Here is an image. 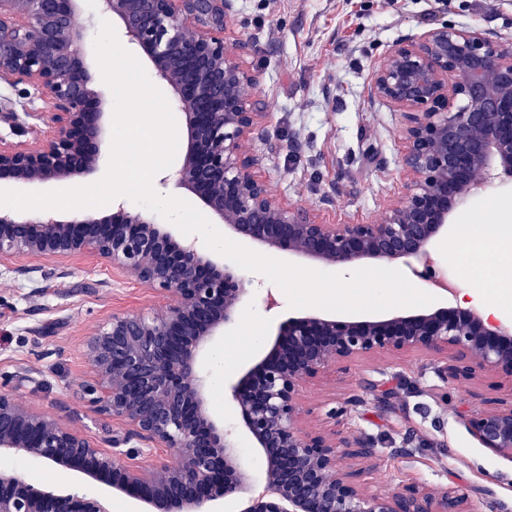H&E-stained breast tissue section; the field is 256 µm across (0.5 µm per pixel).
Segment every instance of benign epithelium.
<instances>
[{
    "label": "benign epithelium",
    "instance_id": "7a95c632",
    "mask_svg": "<svg viewBox=\"0 0 512 512\" xmlns=\"http://www.w3.org/2000/svg\"><path fill=\"white\" fill-rule=\"evenodd\" d=\"M226 0H98V14L119 22L127 41L153 63L184 115L183 164L162 183L192 193L230 232L308 260L348 266L362 260L413 259L428 277L431 242L448 233V215L468 195L504 174L512 178V48L477 27L431 28L397 42L375 65L371 95L405 111L401 195L372 224H326L313 209L275 196L252 172L257 81L241 62L245 43L226 41ZM79 0H0V73L45 91L55 134L0 140V183H44L96 169L105 134L102 102L91 89L78 22ZM93 253L128 277L172 297L151 314L118 313L86 341L104 388L93 398L128 426L112 437L172 451L178 463L120 465L77 430L0 392V457L47 460L136 502V512H221L245 494L240 512H473L469 493L433 498L415 490L372 493L345 460L372 455L364 439L303 429L313 413L303 383L336 363L380 351L449 353L446 381L493 372L512 384V327L462 308L380 320L325 315L280 324L263 356L228 388L254 448L264 458L249 479L237 428L209 407L199 366L224 330L246 281L213 260L196 240L171 233L122 205L70 218L56 210L22 219L0 209V262ZM473 436L512 459V400L464 415ZM0 512H108L87 494L49 490L0 473Z\"/></svg>",
    "mask_w": 512,
    "mask_h": 512
}]
</instances>
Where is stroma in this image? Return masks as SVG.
<instances>
[{
	"label": "stroma",
	"mask_w": 512,
	"mask_h": 512,
	"mask_svg": "<svg viewBox=\"0 0 512 512\" xmlns=\"http://www.w3.org/2000/svg\"><path fill=\"white\" fill-rule=\"evenodd\" d=\"M227 20L226 39L247 41L242 62L259 81L255 109L265 119L252 141L254 172L281 200L316 209L327 224L372 223L403 191L406 118L367 90L373 67L394 44L445 24L475 26L512 46V0H231ZM51 109L48 95L0 75V113L17 118L0 122V137L15 141L17 124L28 138L50 135ZM498 199L512 204V178L492 179L465 199L449 216V229L493 218ZM432 249L453 285L438 306H454L456 292L490 286L485 272L494 263L472 246L451 234ZM250 280L251 296L201 357L210 408L230 425L239 416L228 383L295 314L281 292L277 308L266 309L270 282L257 273ZM168 303L162 292L90 255L0 263V391L60 418L119 464H176L162 449L111 448L125 427L91 404L89 392L99 383L85 355L88 335L112 314L147 313ZM447 361L444 353L394 351L329 367L300 390L303 403L319 410L304 426L369 440L372 455L352 464L368 490L436 495L461 485L480 512L491 505L512 512V460L483 448L460 417L512 387L489 372L445 382L437 369ZM1 471L51 488L98 491L85 477L45 473L40 460L0 457Z\"/></svg>",
	"instance_id": "35a3bbf8"
}]
</instances>
